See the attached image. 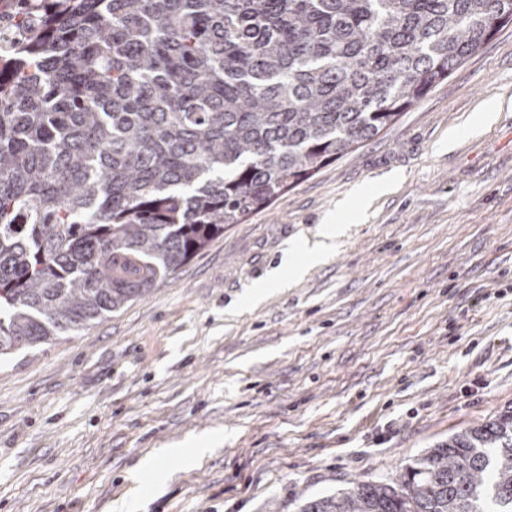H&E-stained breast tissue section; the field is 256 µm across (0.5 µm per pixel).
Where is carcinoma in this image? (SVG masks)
Returning <instances> with one entry per match:
<instances>
[{
  "label": "carcinoma",
  "mask_w": 512,
  "mask_h": 512,
  "mask_svg": "<svg viewBox=\"0 0 512 512\" xmlns=\"http://www.w3.org/2000/svg\"><path fill=\"white\" fill-rule=\"evenodd\" d=\"M0 47V356L144 296L359 149L512 0H36ZM300 512H512V408Z\"/></svg>",
  "instance_id": "1"
}]
</instances>
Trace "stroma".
Listing matches in <instances>:
<instances>
[{
  "instance_id": "obj_1",
  "label": "stroma",
  "mask_w": 512,
  "mask_h": 512,
  "mask_svg": "<svg viewBox=\"0 0 512 512\" xmlns=\"http://www.w3.org/2000/svg\"><path fill=\"white\" fill-rule=\"evenodd\" d=\"M512 25L145 296L0 361V512H299L512 407ZM327 260L253 288L360 192ZM224 443L164 461L189 435ZM219 444V437H210L205 439H189L184 442L174 444L171 448H157L153 454L141 461L138 470L155 472L159 479H162V474L157 467L159 460L163 458L181 456L190 462H195L210 455L213 448H217L216 446Z\"/></svg>"
}]
</instances>
